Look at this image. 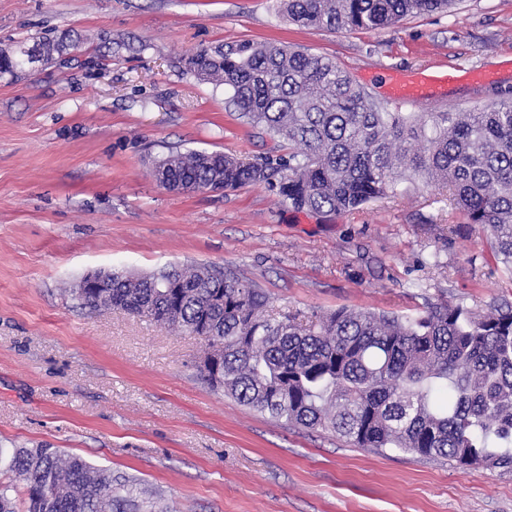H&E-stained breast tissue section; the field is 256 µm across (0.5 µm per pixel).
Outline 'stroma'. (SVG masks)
<instances>
[{
    "mask_svg": "<svg viewBox=\"0 0 512 512\" xmlns=\"http://www.w3.org/2000/svg\"><path fill=\"white\" fill-rule=\"evenodd\" d=\"M78 37L64 64L0 75V446L47 445L153 492L162 512H512V473L358 448L213 390L204 339L73 295L91 270L221 269L308 320L339 307L412 316L512 303V274L448 189L412 179L334 215L264 186L175 193L176 152L278 159L286 142L199 81L196 48L249 40L329 57L386 102L394 72L458 66L435 112L512 97V0H457L375 31L304 28L282 0H0V50ZM120 41L110 51L106 39Z\"/></svg>",
    "mask_w": 512,
    "mask_h": 512,
    "instance_id": "obj_1",
    "label": "stroma"
}]
</instances>
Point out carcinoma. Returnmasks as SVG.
Listing matches in <instances>:
<instances>
[{
  "label": "carcinoma",
  "instance_id": "carcinoma-1",
  "mask_svg": "<svg viewBox=\"0 0 512 512\" xmlns=\"http://www.w3.org/2000/svg\"><path fill=\"white\" fill-rule=\"evenodd\" d=\"M453 0H288L302 27L378 30ZM77 48L69 35L0 54V74L48 65ZM229 105L288 141V159L243 162L220 152L171 154L156 181L180 192L263 184L297 211L340 214L421 177L448 187L466 223L489 234L512 275V101L480 112H393L331 59L286 44L206 46L188 58ZM90 312L120 309L222 349L206 381L250 409L321 429L358 448H394L461 466L512 472V306L483 312L436 304L417 316L338 309L302 323L267 314L253 284L205 266L112 272L77 289ZM25 482L22 504L0 484V512H155L128 480L57 448H0V475Z\"/></svg>",
  "mask_w": 512,
  "mask_h": 512
}]
</instances>
